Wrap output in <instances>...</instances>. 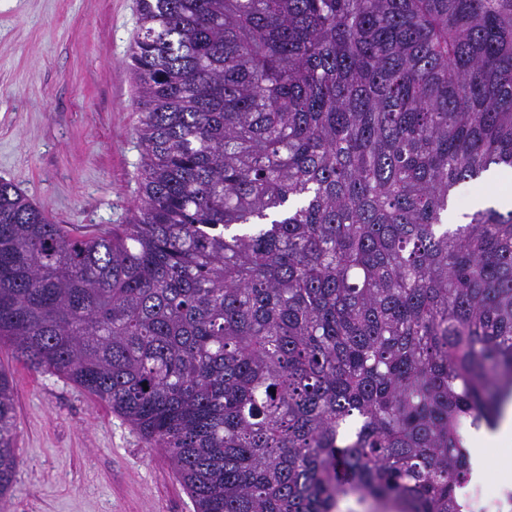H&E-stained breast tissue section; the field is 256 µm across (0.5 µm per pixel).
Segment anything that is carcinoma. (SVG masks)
Here are the masks:
<instances>
[{
    "label": "carcinoma",
    "mask_w": 512,
    "mask_h": 512,
    "mask_svg": "<svg viewBox=\"0 0 512 512\" xmlns=\"http://www.w3.org/2000/svg\"><path fill=\"white\" fill-rule=\"evenodd\" d=\"M126 224L0 180V343L166 451L196 512H460L512 400V0H139ZM0 369V512L19 468ZM472 458L477 472L484 467L487 448L512 449V405L507 404L497 425L493 429L479 431L473 442ZM511 447V448H510Z\"/></svg>",
    "instance_id": "obj_1"
}]
</instances>
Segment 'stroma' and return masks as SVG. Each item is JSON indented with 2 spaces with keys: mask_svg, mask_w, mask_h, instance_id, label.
<instances>
[{
  "mask_svg": "<svg viewBox=\"0 0 512 512\" xmlns=\"http://www.w3.org/2000/svg\"><path fill=\"white\" fill-rule=\"evenodd\" d=\"M137 0H0V178L56 223L122 224L138 197ZM20 466L8 512H193L165 452L10 350Z\"/></svg>",
  "mask_w": 512,
  "mask_h": 512,
  "instance_id": "35a3bbf8",
  "label": "stroma"
}]
</instances>
